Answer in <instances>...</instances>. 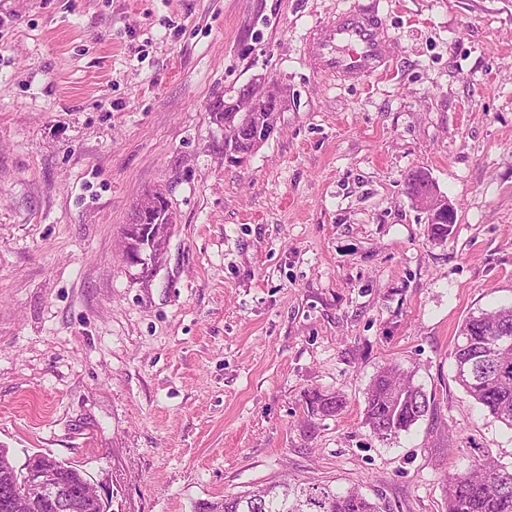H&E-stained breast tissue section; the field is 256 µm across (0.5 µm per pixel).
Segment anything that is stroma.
Masks as SVG:
<instances>
[{"label": "stroma", "instance_id": "1", "mask_svg": "<svg viewBox=\"0 0 512 512\" xmlns=\"http://www.w3.org/2000/svg\"><path fill=\"white\" fill-rule=\"evenodd\" d=\"M376 4L386 77L320 72L307 30ZM256 78L276 131L224 154L209 106ZM455 209L445 241L405 190ZM175 224L123 258L147 191ZM512 304V0H0V445L79 465L108 512H198L284 477L446 512L512 430L454 380L470 313ZM394 366L432 398L380 438ZM342 411L309 417L310 391ZM431 410L424 391L393 368L381 371L366 393L365 424L379 437L409 430Z\"/></svg>", "mask_w": 512, "mask_h": 512}]
</instances>
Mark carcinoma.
<instances>
[{
  "label": "carcinoma",
  "instance_id": "1",
  "mask_svg": "<svg viewBox=\"0 0 512 512\" xmlns=\"http://www.w3.org/2000/svg\"><path fill=\"white\" fill-rule=\"evenodd\" d=\"M134 243L150 242L152 259L164 254L168 235L157 234L139 215L125 228ZM503 336L512 339V305L470 315L460 325L453 350L455 366L468 370L459 386L490 416L512 429V348L497 349ZM344 402L336 395L313 391L306 398L311 415H337ZM431 410L424 391L392 368L376 375L366 393L365 424L379 437L409 430ZM448 512H512V469L490 459L473 464L465 474L448 477ZM203 512H383L377 502L355 488L337 490L305 479L259 486L211 503Z\"/></svg>",
  "mask_w": 512,
  "mask_h": 512
}]
</instances>
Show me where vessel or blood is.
<instances>
[{"mask_svg":"<svg viewBox=\"0 0 512 512\" xmlns=\"http://www.w3.org/2000/svg\"><path fill=\"white\" fill-rule=\"evenodd\" d=\"M385 23L371 6L338 13L307 36L318 69L342 83H359L389 70L388 50L395 44Z\"/></svg>","mask_w":512,"mask_h":512,"instance_id":"1","label":"vessel or blood"}]
</instances>
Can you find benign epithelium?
I'll return each instance as SVG.
<instances>
[{
  "label": "benign epithelium",
  "instance_id": "7a95c632",
  "mask_svg": "<svg viewBox=\"0 0 512 512\" xmlns=\"http://www.w3.org/2000/svg\"><path fill=\"white\" fill-rule=\"evenodd\" d=\"M284 102L283 91L273 81H253L240 88L236 97L224 102V111L233 113V117L224 123V131L228 132L225 144H234L246 133L270 138L276 130L277 120L261 115V111L280 112ZM0 463L18 472L13 482L0 486V512H21L26 503L34 506L29 501L32 490L54 512H86L92 504L103 501L90 480L86 479L78 486L67 482L56 458L48 454L29 455L20 465L6 454Z\"/></svg>",
  "mask_w": 512,
  "mask_h": 512
}]
</instances>
